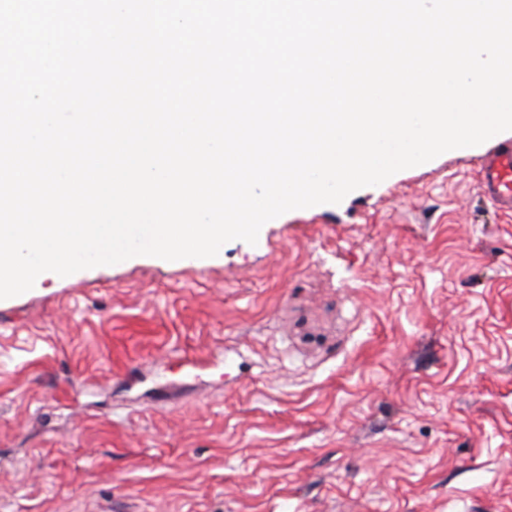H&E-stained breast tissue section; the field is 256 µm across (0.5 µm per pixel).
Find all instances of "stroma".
<instances>
[{
	"label": "stroma",
	"mask_w": 512,
	"mask_h": 512,
	"mask_svg": "<svg viewBox=\"0 0 512 512\" xmlns=\"http://www.w3.org/2000/svg\"><path fill=\"white\" fill-rule=\"evenodd\" d=\"M500 142L0 300V512H512ZM479 189L500 213H512V144L487 152L479 165Z\"/></svg>",
	"instance_id": "obj_1"
}]
</instances>
